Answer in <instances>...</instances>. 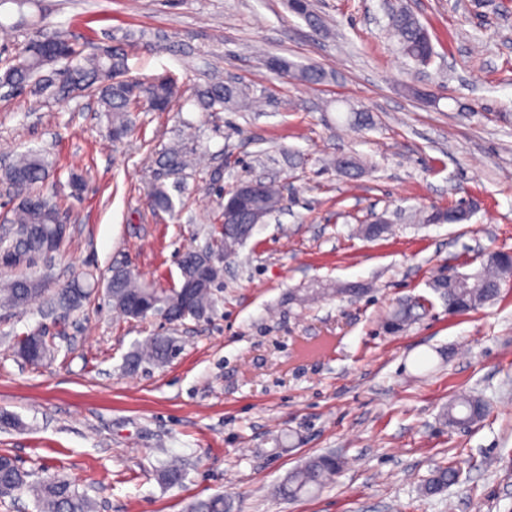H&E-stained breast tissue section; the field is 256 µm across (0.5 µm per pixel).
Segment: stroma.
<instances>
[{"instance_id":"stroma-1","label":"stroma","mask_w":512,"mask_h":512,"mask_svg":"<svg viewBox=\"0 0 512 512\" xmlns=\"http://www.w3.org/2000/svg\"><path fill=\"white\" fill-rule=\"evenodd\" d=\"M38 0L36 27L0 7V63L35 31L93 50L112 44L127 77L174 75L184 106L136 112L112 139L93 97L61 104L0 88V166L39 149L68 238L42 266L50 290L93 283L78 306L0 309V453L33 480L60 474L95 512H187L221 495L233 512H512V282L477 310L452 314L437 281L477 273L512 251V0ZM408 8L435 47L415 65L386 32ZM323 71L305 85L266 62ZM234 80L259 107L205 111L207 74ZM369 121L360 125L355 112ZM202 159L171 169L168 154ZM350 155L359 169L339 171ZM84 178L70 194V172ZM253 178L282 187L281 209L223 264L214 314L163 326L119 316L113 269L170 287L186 249L212 239L219 190ZM183 203L152 209V185ZM467 201L464 224L425 222ZM386 218L390 234L357 229ZM415 307L414 320L399 322ZM49 336L54 359L18 357L15 336ZM176 337L170 364L125 367L136 344ZM481 396L471 427L445 425L448 401ZM342 461L315 495L274 487L309 456ZM187 472L170 486L160 462ZM441 466L458 480L423 485Z\"/></svg>"}]
</instances>
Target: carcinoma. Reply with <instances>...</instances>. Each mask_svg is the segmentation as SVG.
<instances>
[{"label": "carcinoma", "mask_w": 512, "mask_h": 512, "mask_svg": "<svg viewBox=\"0 0 512 512\" xmlns=\"http://www.w3.org/2000/svg\"><path fill=\"white\" fill-rule=\"evenodd\" d=\"M388 27L397 39L400 52L418 65L429 64L434 55V45L428 30L415 15L404 9L389 16ZM278 69L306 83H318L322 71L278 58ZM125 56L111 46H102L90 53L83 52L64 35H35L22 48L5 61L0 72V87L22 90L28 86L40 95L65 103L86 92L99 95L102 111L108 118L112 138L124 137L131 124L130 114L135 108L165 111L181 98L177 83L167 76L148 79H123ZM200 106L212 110L217 106L238 108L250 106L247 94L239 87L223 82L209 84L197 95ZM52 162L40 150H29L14 163L0 169V181L14 189L16 203L11 209L9 222L19 227V233L6 232L0 237V250L15 251L25 257L29 265L36 266L43 255V242L55 234L61 223L60 207L54 196L46 194L41 186L50 175ZM152 208L172 212L175 204L162 185L149 193ZM281 202V192L272 183L264 184L259 196L251 200L247 209L275 211ZM220 251L239 246V226L224 225L219 237ZM512 277V268L487 259L481 270L466 277L457 286L448 289V302L462 299L467 309H477L493 301L501 284ZM221 276L191 289L190 302H185L179 288H160L155 284L140 282L125 270H117L108 283V297L115 311L126 318L146 319L167 310L181 319H201L213 313L218 302L215 289L220 287ZM45 280L38 273H28L0 286V306L23 309L35 304L45 294ZM91 289L74 281L62 289L70 302L80 301L90 295ZM180 346L172 336L153 335L139 344L127 358V367L133 371L142 364L162 366L169 363ZM16 354L31 358L39 365L55 356L51 341L34 332L22 337L16 345ZM487 405L475 395H461L448 403L443 417L448 424H470L484 419ZM341 468L331 455H317L306 460L290 473L277 492L286 499H296L314 494L329 484ZM161 480L176 485L186 479V472L170 462L159 470ZM30 474L22 470L15 460L0 454V499L14 497L28 490L36 499L38 512H92V502L79 494L72 482L63 475H53L33 483ZM455 471L450 467L438 468L424 486V492L435 495L444 491L454 481ZM189 512H231V504L224 497L215 495L190 505Z\"/></svg>", "instance_id": "cac0c4a2"}]
</instances>
